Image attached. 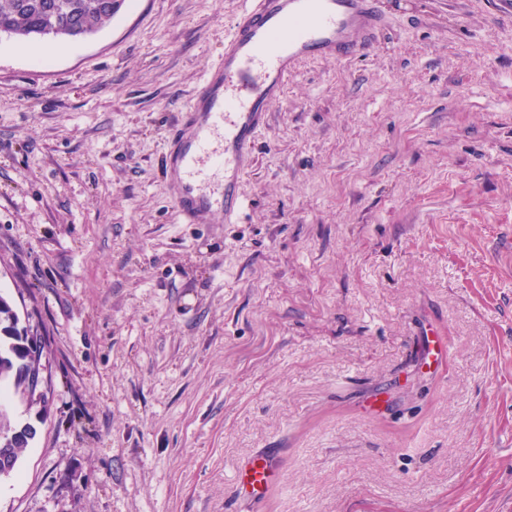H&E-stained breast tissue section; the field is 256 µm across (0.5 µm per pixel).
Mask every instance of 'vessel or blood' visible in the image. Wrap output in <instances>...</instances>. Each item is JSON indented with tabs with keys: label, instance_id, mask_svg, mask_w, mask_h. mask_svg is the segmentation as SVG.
Here are the masks:
<instances>
[{
	"label": "vessel or blood",
	"instance_id": "b4317fda",
	"mask_svg": "<svg viewBox=\"0 0 512 512\" xmlns=\"http://www.w3.org/2000/svg\"><path fill=\"white\" fill-rule=\"evenodd\" d=\"M224 43L222 61L209 68L168 129L165 175L181 224H210L215 215L236 223L244 207V175L267 124V106L298 63L312 56L362 55L384 24L379 0H244ZM425 364H440L445 342L424 338ZM282 477L278 457L261 454L235 472L238 493L262 499Z\"/></svg>",
	"mask_w": 512,
	"mask_h": 512
}]
</instances>
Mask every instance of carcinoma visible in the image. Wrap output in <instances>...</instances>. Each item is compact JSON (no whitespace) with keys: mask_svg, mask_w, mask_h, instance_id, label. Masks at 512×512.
<instances>
[{"mask_svg":"<svg viewBox=\"0 0 512 512\" xmlns=\"http://www.w3.org/2000/svg\"><path fill=\"white\" fill-rule=\"evenodd\" d=\"M124 0H0V35L24 42L34 38L78 40L109 22ZM39 330L22 324L11 299L0 294V399L16 398L38 417L49 411L47 394L30 382L29 374L46 365L43 352H34L28 335ZM38 429L17 422L0 403V479L13 476L24 448L35 441Z\"/></svg>","mask_w":512,"mask_h":512,"instance_id":"1","label":"carcinoma"}]
</instances>
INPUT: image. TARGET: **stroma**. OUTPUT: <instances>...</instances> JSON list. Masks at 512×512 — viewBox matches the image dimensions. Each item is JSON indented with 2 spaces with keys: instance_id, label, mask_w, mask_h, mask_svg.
Here are the masks:
<instances>
[{
  "instance_id": "obj_1",
  "label": "stroma",
  "mask_w": 512,
  "mask_h": 512,
  "mask_svg": "<svg viewBox=\"0 0 512 512\" xmlns=\"http://www.w3.org/2000/svg\"><path fill=\"white\" fill-rule=\"evenodd\" d=\"M379 3L270 102L234 224L177 223L160 161L243 0L0 40V292L52 380L0 512H512V11ZM424 339L420 343V355L426 365L431 366L432 364L439 365L445 359L447 355V345L445 342L438 338H429L427 331L423 334ZM282 477L279 458L266 453L241 462L235 472L234 484L238 493L251 500L262 499L269 486Z\"/></svg>"
}]
</instances>
